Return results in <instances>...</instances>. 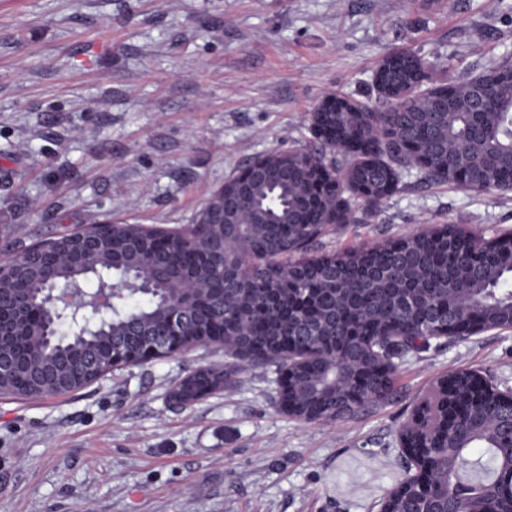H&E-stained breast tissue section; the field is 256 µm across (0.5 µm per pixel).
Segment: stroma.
<instances>
[{"label": "stroma", "instance_id": "stroma-1", "mask_svg": "<svg viewBox=\"0 0 512 512\" xmlns=\"http://www.w3.org/2000/svg\"><path fill=\"white\" fill-rule=\"evenodd\" d=\"M397 51L450 61L439 85L512 63V0H0V263L106 218L191 224L252 159L320 151L325 96L386 111L372 75ZM351 212L312 254L444 224L512 237V191L416 168ZM227 361L199 345L70 394H0V512H378L405 475L398 432L437 379L475 370L512 388V327L431 340L385 399L328 422L281 410L270 367L170 401Z\"/></svg>", "mask_w": 512, "mask_h": 512}]
</instances>
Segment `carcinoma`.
Wrapping results in <instances>:
<instances>
[{
    "label": "carcinoma",
    "mask_w": 512,
    "mask_h": 512,
    "mask_svg": "<svg viewBox=\"0 0 512 512\" xmlns=\"http://www.w3.org/2000/svg\"><path fill=\"white\" fill-rule=\"evenodd\" d=\"M410 79L407 65L386 69L384 81L397 90V96L384 112L357 105L321 115L329 146L360 161L354 178L369 184L378 197L386 196L387 169L400 173L406 163L378 147L374 130L410 127L418 141L439 136L442 158L448 164L465 161L483 169L495 188L511 183L512 87L495 88L486 112L476 120L454 103L440 111L422 107L405 94ZM265 163L270 177L250 187L245 205L248 223L235 234L246 270L239 290L224 293L222 301L208 299L198 307L200 324L223 338L241 362L198 368L183 383L186 395L196 399L220 391L248 366H274L286 379L285 401L303 413L330 416L336 408L334 397L348 391L368 392L372 401L384 397L395 360L426 348L438 333L426 318L427 306H457L482 321L507 327L512 314V257L495 245L484 246L476 255L469 231L448 224L375 249L306 256L302 249L327 225L332 184L321 180L315 172L314 154L307 151L273 152ZM141 232L147 240L167 235L163 229L115 222L109 253L98 258V265L121 258L141 280H150L153 267L147 250L128 244ZM171 253L173 267L166 287L172 299L183 272L206 277L210 269L191 247L176 246ZM326 263L339 265L336 279L322 275L321 266ZM18 284L38 287L35 274L21 265L4 287ZM402 296L415 298L418 306L399 311ZM130 299L127 294L119 300V314L99 334L75 337L52 348L36 338L27 341L28 361L66 365L79 349L102 356L111 337L127 334L130 319L139 318L152 329L161 322L163 298L135 303ZM298 318L313 322L317 335L306 342L314 357L296 366L291 364L290 351L298 346L297 337L291 335L292 323ZM31 383L24 365L8 380L7 392L25 396ZM471 390L467 380L457 379L450 385L458 415L480 421V429L462 439L438 428L432 436L438 447L431 453L438 484L456 487L472 507L479 508L489 481L476 478L512 467V455L501 447L499 429L490 426L502 410L501 403L489 399L474 407ZM474 448L481 449L487 460H475L468 473L456 471V458ZM416 507V489L406 476L390 491L387 508L389 512H413Z\"/></svg>",
    "instance_id": "obj_1"
}]
</instances>
